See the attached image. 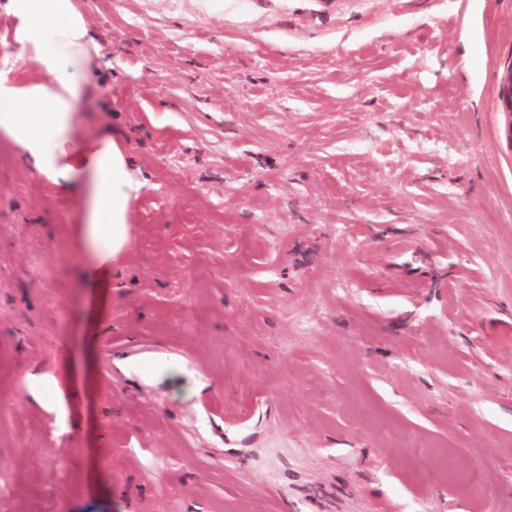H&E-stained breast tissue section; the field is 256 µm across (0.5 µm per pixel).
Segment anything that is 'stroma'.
<instances>
[{"instance_id":"obj_1","label":"stroma","mask_w":512,"mask_h":512,"mask_svg":"<svg viewBox=\"0 0 512 512\" xmlns=\"http://www.w3.org/2000/svg\"><path fill=\"white\" fill-rule=\"evenodd\" d=\"M76 4L129 241L0 137V512H512V0ZM498 98L503 112L510 118L507 126V136L512 140V65H509L500 76Z\"/></svg>"}]
</instances>
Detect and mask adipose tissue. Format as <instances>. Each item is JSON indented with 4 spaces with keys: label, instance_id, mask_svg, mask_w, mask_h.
Listing matches in <instances>:
<instances>
[{
    "label": "adipose tissue",
    "instance_id": "adipose-tissue-1",
    "mask_svg": "<svg viewBox=\"0 0 512 512\" xmlns=\"http://www.w3.org/2000/svg\"><path fill=\"white\" fill-rule=\"evenodd\" d=\"M22 27L19 41L43 76L16 82L0 71V135L22 149V159L53 183L85 174L89 200L79 227L81 247L95 264L118 258L127 239L132 191L127 162L111 142L77 138L73 102L92 38L73 0H9Z\"/></svg>",
    "mask_w": 512,
    "mask_h": 512
}]
</instances>
